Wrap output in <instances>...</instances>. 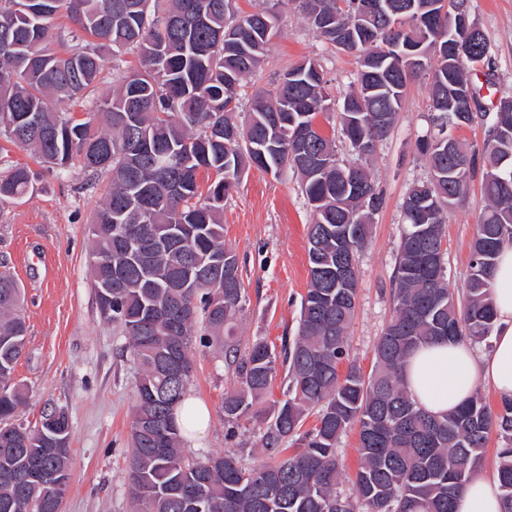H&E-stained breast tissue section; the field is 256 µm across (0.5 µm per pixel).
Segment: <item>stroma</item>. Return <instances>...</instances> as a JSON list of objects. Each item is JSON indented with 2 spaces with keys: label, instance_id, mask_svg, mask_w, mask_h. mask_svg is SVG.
<instances>
[{
  "label": "stroma",
  "instance_id": "1",
  "mask_svg": "<svg viewBox=\"0 0 512 512\" xmlns=\"http://www.w3.org/2000/svg\"><path fill=\"white\" fill-rule=\"evenodd\" d=\"M472 15L491 45L492 86L484 67L471 69L482 85L481 100L493 109L512 97V0H473ZM321 58L332 98L343 99L357 72L355 56L325 44L304 16L285 7L261 67L245 93L266 89L286 67ZM429 86L411 80L398 120L378 146L369 168L383 196L373 217L371 239L358 256L356 313L349 330V360L370 372L374 348L393 315L392 279L401 233V205L408 189L426 180L417 141L429 129ZM25 197L0 201V270L25 291V349L13 374L27 392L18 422L33 428L46 411L64 410L71 428L72 480L62 512H133L127 457L137 369L128 340L98 311L89 251V220L101 190L83 189L84 174L65 177L38 168ZM484 206L479 182L448 211V286L463 294L471 242ZM310 208L292 173L276 177L246 170L224 203V243L235 250L243 272L246 305L238 322L240 345L264 337L280 344L296 331L300 301L309 282L307 230ZM190 396L210 411L208 430L186 455L199 458L236 449L246 464L262 461V419L241 417L227 437L224 395L236 376L214 347L193 344Z\"/></svg>",
  "mask_w": 512,
  "mask_h": 512
}]
</instances>
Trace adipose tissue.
Listing matches in <instances>:
<instances>
[{
    "label": "adipose tissue",
    "mask_w": 512,
    "mask_h": 512,
    "mask_svg": "<svg viewBox=\"0 0 512 512\" xmlns=\"http://www.w3.org/2000/svg\"><path fill=\"white\" fill-rule=\"evenodd\" d=\"M496 334L486 353L466 341L437 342L416 350L402 377L414 400L424 410L441 414L471 399L477 386L498 397H512V242L504 241L493 272ZM210 419L208 408L193 397H184L175 409V420L184 444L197 445ZM457 512H501L496 479L476 475L461 490Z\"/></svg>",
    "instance_id": "ef3b65f1"
}]
</instances>
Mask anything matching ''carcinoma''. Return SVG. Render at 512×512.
I'll use <instances>...</instances> for the list:
<instances>
[{"label":"carcinoma","mask_w":512,"mask_h":512,"mask_svg":"<svg viewBox=\"0 0 512 512\" xmlns=\"http://www.w3.org/2000/svg\"><path fill=\"white\" fill-rule=\"evenodd\" d=\"M365 0H298L328 44L357 55L353 88L340 103L343 139L358 159L387 138L408 82L430 81L429 122L421 150L431 175L402 203L394 314L364 374L348 358L357 289L337 282V262L358 275L382 205L367 168L355 177L337 158L335 137L318 118L335 105L326 71L314 60L285 70L238 119L242 82L260 67L284 0H260L235 12L233 0H0V137L30 150L64 176L78 168L86 184L110 176L90 228L94 288L101 318L119 326L140 368L135 387L128 476L134 512H455V498L481 464L491 432L498 452L502 512H512V398L492 409L474 397L431 415L418 407L401 372L432 341H486L494 332L492 270L512 240V98L482 110L469 69L490 63L484 33L452 47L455 22L437 7L434 27L394 31L365 16ZM414 20L441 0H381ZM419 48L427 67L395 55L394 38ZM127 53L139 67L121 76L112 96L94 100L90 119L56 111L51 98L81 99L107 64ZM487 126L481 152L455 141L452 126ZM290 169L312 213L310 280L296 336L276 347L262 337L240 352L235 338L246 302L236 253L224 244V199L250 167ZM215 178L202 190L200 173ZM481 180L485 200L471 245L463 297L448 290V208ZM36 173L16 164L0 173V200L20 198ZM28 328L21 291L0 272V512H58L52 475H71L70 425L59 431L13 423L26 393L12 383ZM217 343L231 360L236 389L224 396L233 425L263 402L277 368L285 399L265 412L266 461L248 466L237 451L187 457L174 409L190 379L193 337ZM312 428L302 430L309 415ZM358 425L360 466L340 488L339 438Z\"/></svg>","instance_id":"1"}]
</instances>
